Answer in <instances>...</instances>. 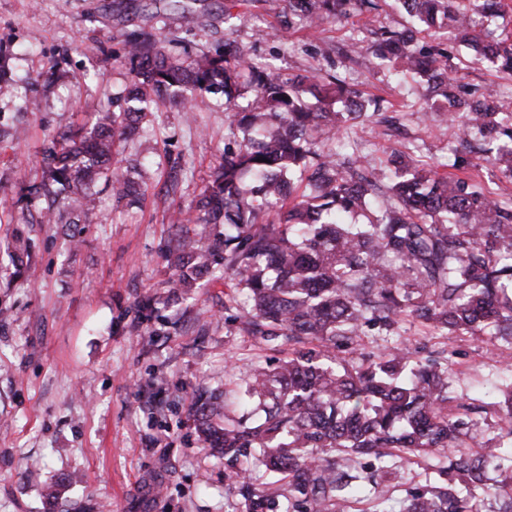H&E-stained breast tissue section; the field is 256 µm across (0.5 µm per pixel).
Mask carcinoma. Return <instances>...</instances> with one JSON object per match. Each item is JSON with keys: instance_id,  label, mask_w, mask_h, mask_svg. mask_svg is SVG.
<instances>
[{"instance_id": "cac0c4a2", "label": "carcinoma", "mask_w": 512, "mask_h": 512, "mask_svg": "<svg viewBox=\"0 0 512 512\" xmlns=\"http://www.w3.org/2000/svg\"><path fill=\"white\" fill-rule=\"evenodd\" d=\"M288 13L310 27L341 21L373 0H287ZM414 21L385 28L350 51L375 66L392 64L419 76L430 92L424 114L440 113L459 144L478 136L483 156L454 155L450 165L394 155L375 167L353 154L336 162L340 132L380 110V100L351 92L334 75L283 76L258 66L235 41L215 55H181L150 32L127 35L131 76L125 105L100 112L52 139L43 151L40 223L66 228L74 249L95 187L118 202L140 185L124 168V146L154 111L162 92L186 107L219 94L230 114L235 147L211 182L173 223L200 224L180 236L174 288H198L224 262L226 308L248 307L241 331L280 354L256 368L237 390L246 413L227 410L223 393L204 389L191 415L207 447L238 465L279 477L266 488L242 472L229 475L246 512H336L365 498L371 483L358 470L365 457L383 464L409 455L475 444L484 452L445 465L435 484L409 494L401 512H467L468 499L492 466L512 471V384L501 391L503 433L485 438L448 413V357L422 363L399 347L379 354L359 339L394 336L405 322L426 335H512V203L484 185L445 171L483 164L512 181V112L491 96L454 91L448 44L473 51L471 62L512 73V36L478 27L458 0H398ZM224 231L217 232L218 225ZM12 278L30 263L29 239L7 246ZM457 472L448 482V468Z\"/></svg>"}]
</instances>
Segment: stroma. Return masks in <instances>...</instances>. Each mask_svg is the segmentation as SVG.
<instances>
[{"instance_id": "35a3bbf8", "label": "stroma", "mask_w": 512, "mask_h": 512, "mask_svg": "<svg viewBox=\"0 0 512 512\" xmlns=\"http://www.w3.org/2000/svg\"><path fill=\"white\" fill-rule=\"evenodd\" d=\"M376 2L313 31L284 24L286 0H0V66L13 80L0 93V242L29 229L33 254L18 281L0 269V309L10 312L0 321V512H245L227 488L228 466L199 441L190 406L200 387L233 389L268 351L229 320L223 277L188 293L169 286L180 233L169 215L220 166L232 139L224 113L209 95L190 112L159 102L124 151L142 171L144 196L119 204L100 189L97 209L79 219L78 250L60 225L38 223L43 200L26 190L41 180L43 148L121 95L123 35L133 30L163 33L195 54L221 48L235 26L253 62L288 74L331 67L352 90L381 99L378 117L337 140V158L357 152L383 166L393 150L413 147L426 161L451 160L455 141L419 112L416 78L342 55L379 26H410L395 0ZM450 76L512 108V76L476 64ZM360 344L371 354L446 351L456 403L481 407L480 432L498 434L490 391L512 379L501 365L512 343L433 339L407 323L400 335ZM437 462L404 455L383 468L369 458L365 469L397 512ZM51 483L58 499L42 494Z\"/></svg>"}]
</instances>
